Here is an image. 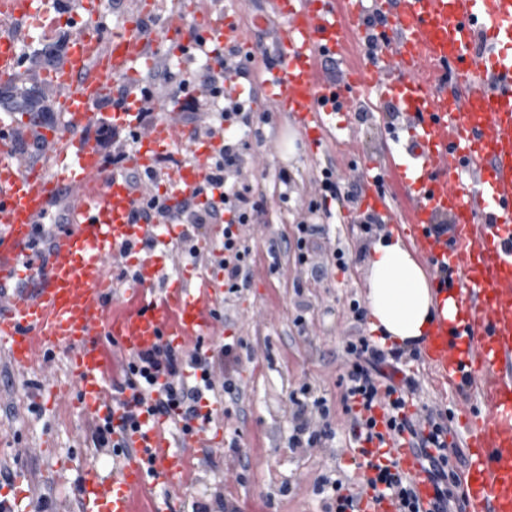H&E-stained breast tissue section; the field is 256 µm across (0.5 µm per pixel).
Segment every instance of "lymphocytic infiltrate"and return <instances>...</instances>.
<instances>
[{"label":"lymphocytic infiltrate","mask_w":512,"mask_h":512,"mask_svg":"<svg viewBox=\"0 0 512 512\" xmlns=\"http://www.w3.org/2000/svg\"><path fill=\"white\" fill-rule=\"evenodd\" d=\"M185 53L188 60L183 70L166 57H156L142 73L137 97L142 102V117L149 122L170 96L181 99L186 122H193L198 112H209L211 120L206 131L220 135L222 143L214 151L204 182L193 194L176 206H169L167 195L152 187L151 173L126 167L127 155L137 141L135 132L118 131L105 122L95 127L93 135L109 165L123 172L132 184L147 185L139 202L138 219L146 224L183 225L177 242L190 258H202L198 241L208 226L222 225V255L216 267L224 273L228 293L237 294L249 288L256 258L246 242L245 229L260 223L264 214L262 198L256 197L252 185L240 178L250 157L245 135L253 126V99L233 97L224 91V83L230 77L247 76V59L233 44L213 58L199 47L186 48ZM343 349L348 361L338 385L343 390L350 440H373L381 424L390 434L406 438L409 446L416 449L435 495L429 503H422L412 480L390 459L374 463L375 475L369 479V486L379 495L390 496L397 512H464L463 501L456 493L457 474L448 467L450 414L425 405L412 413L407 410L418 382L413 375L403 373L402 367L417 360L418 348L412 343L385 348L369 337L349 336L343 341ZM236 360L231 343L207 358L181 347L166 346L118 369L112 378V390L118 394L132 390L155 395L152 414L175 425L199 417L203 404L211 403L216 390H223L232 398L238 395L239 387L233 378H225L219 385L213 380L215 364L228 365ZM289 400L293 405L289 447L321 448L334 439L325 396L305 383L291 392ZM378 407L384 411L380 421L373 415Z\"/></svg>","instance_id":"1"}]
</instances>
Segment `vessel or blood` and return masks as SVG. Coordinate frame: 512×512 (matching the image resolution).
I'll list each match as a JSON object with an SVG mask.
<instances>
[{
  "mask_svg": "<svg viewBox=\"0 0 512 512\" xmlns=\"http://www.w3.org/2000/svg\"><path fill=\"white\" fill-rule=\"evenodd\" d=\"M278 21L277 60L268 67L273 111L287 112L317 137L336 131V114L364 95L391 104L407 120L408 156L373 161L365 209L384 214L425 262L454 317H437L419 361L435 388L473 396L464 415L460 487L465 512H512V0H390L384 20L369 25L367 0H267ZM103 0H71L83 23L69 39L61 65L48 77L60 125H21L0 118V352L17 374L38 371L54 355L65 358L81 416L111 418L112 439L124 447L111 480L85 468L81 512H137L145 486L186 483L185 459L202 455L223 436L219 420H190L176 441L163 420L131 392L107 388L113 355L132 361L159 346L210 351L224 334L214 315L224 301L221 279L168 273L171 233L136 222L144 187L127 182L88 135L109 121L137 133L127 167L154 169L158 156L186 153L161 172L171 201L191 195L204 180L220 137L181 122L168 98L159 119L140 123L136 107L105 112L119 85L134 88L140 65L164 50L181 58L192 35L221 45L240 40L236 16L205 6L188 25L175 13L149 28L136 5L110 36L98 22ZM51 0H0V24L49 19ZM22 32L0 31V82L23 78ZM383 43L387 61L353 63L356 48ZM340 56L345 78L321 67ZM24 132L51 147L47 161L22 159L14 142ZM66 190L68 222L51 233L47 262L31 261L34 227ZM447 230L436 233V225ZM129 269L116 279L114 261ZM112 337V355L100 347ZM136 414L139 429L124 428ZM389 452L422 502L434 495L417 454L394 439L362 442V461Z\"/></svg>",
  "mask_w": 512,
  "mask_h": 512,
  "instance_id": "1",
  "label": "vessel or blood"
}]
</instances>
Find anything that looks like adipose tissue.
<instances>
[{
    "label": "adipose tissue",
    "mask_w": 512,
    "mask_h": 512,
    "mask_svg": "<svg viewBox=\"0 0 512 512\" xmlns=\"http://www.w3.org/2000/svg\"><path fill=\"white\" fill-rule=\"evenodd\" d=\"M369 265L371 327L393 344L419 341L437 312L452 315V305L437 308L423 270L401 242L377 245Z\"/></svg>",
    "instance_id": "ef3b65f1"
}]
</instances>
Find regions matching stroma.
Wrapping results in <instances>:
<instances>
[{
	"mask_svg": "<svg viewBox=\"0 0 512 512\" xmlns=\"http://www.w3.org/2000/svg\"><path fill=\"white\" fill-rule=\"evenodd\" d=\"M223 5L241 15L248 43L272 50L271 29L254 22L265 14V0H223ZM403 125L402 118L387 112L358 117L348 143L328 138L316 151L293 117L274 112L268 121H256L264 143L252 147L253 160L244 177L263 196L265 214L252 226L248 240L256 254L251 285L240 294L225 295L223 311L226 330L243 342L233 366L240 395L223 399L224 440L174 495L176 512H190L196 501L208 503L211 512H224L227 503L243 512L254 502L263 503L264 512H324L323 497L313 491L319 476L354 487L362 469L349 443L337 385L346 363L341 342L371 333L368 321L356 320L350 303L365 301L368 260L389 227L362 233L363 215L354 202L331 200L326 211L313 216L324 232L313 238L306 263H299L292 248L279 252L274 262L266 250L271 241L294 234L296 225L309 217V203L321 197L323 167H333L341 186L362 193L368 164L404 150L408 135ZM391 127L399 129L398 140L389 139ZM284 168L292 181L283 201L276 176ZM337 247L349 254L347 269L337 268L331 259ZM305 383L331 406L335 438L324 448L288 445L289 396ZM16 389L0 372V471L13 477L27 472L32 497L50 500L54 512H76L83 467L93 465L107 475L112 464L94 448L89 418L78 415L71 403L46 400L37 408L20 401ZM232 439L237 449H230Z\"/></svg>",
	"mask_w": 512,
	"mask_h": 512,
	"instance_id": "stroma-1",
	"label": "stroma"
}]
</instances>
